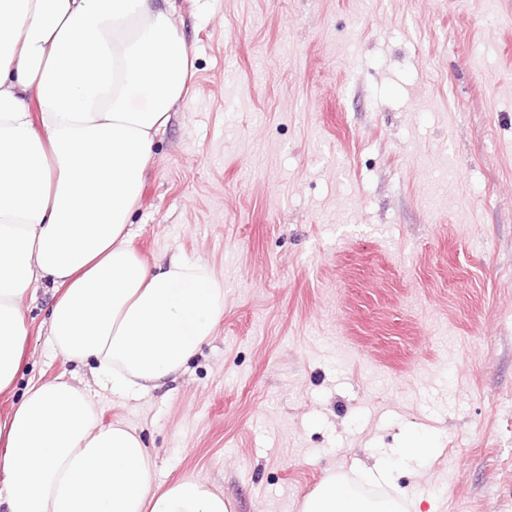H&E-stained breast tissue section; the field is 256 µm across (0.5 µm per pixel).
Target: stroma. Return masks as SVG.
<instances>
[{
	"label": "stroma",
	"mask_w": 512,
	"mask_h": 512,
	"mask_svg": "<svg viewBox=\"0 0 512 512\" xmlns=\"http://www.w3.org/2000/svg\"><path fill=\"white\" fill-rule=\"evenodd\" d=\"M194 57L155 141L132 246L224 281L217 334L176 380L114 397L156 481L230 512H298L407 434L422 512H512V0H176Z\"/></svg>",
	"instance_id": "stroma-1"
}]
</instances>
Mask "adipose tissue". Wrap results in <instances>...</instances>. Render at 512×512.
Returning a JSON list of instances; mask_svg holds the SVG:
<instances>
[{"instance_id": "adipose-tissue-1", "label": "adipose tissue", "mask_w": 512, "mask_h": 512, "mask_svg": "<svg viewBox=\"0 0 512 512\" xmlns=\"http://www.w3.org/2000/svg\"><path fill=\"white\" fill-rule=\"evenodd\" d=\"M174 0H0V395L27 356L25 299L49 283L46 342L130 399L177 375L215 336L224 282L181 255L148 264L131 246L154 142L194 60ZM408 436L362 480L391 485L424 465ZM329 475L299 512H404ZM0 512H227L223 493L184 478L161 487L135 429L101 424L86 387L29 379L0 414Z\"/></svg>"}]
</instances>
